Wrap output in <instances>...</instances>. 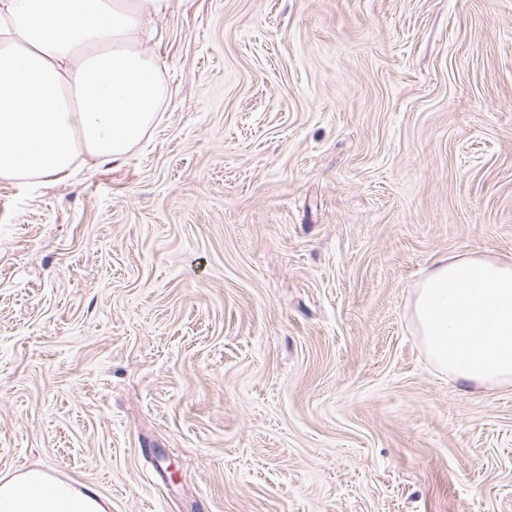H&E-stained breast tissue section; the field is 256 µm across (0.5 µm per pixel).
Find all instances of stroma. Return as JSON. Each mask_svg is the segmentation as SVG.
I'll list each match as a JSON object with an SVG mask.
<instances>
[{"instance_id": "obj_1", "label": "stroma", "mask_w": 512, "mask_h": 512, "mask_svg": "<svg viewBox=\"0 0 512 512\" xmlns=\"http://www.w3.org/2000/svg\"><path fill=\"white\" fill-rule=\"evenodd\" d=\"M123 160L0 179V476L109 512H512V386L409 311L512 261V0H181Z\"/></svg>"}]
</instances>
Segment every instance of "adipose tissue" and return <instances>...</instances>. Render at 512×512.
Returning <instances> with one entry per match:
<instances>
[{"label":"adipose tissue","mask_w":512,"mask_h":512,"mask_svg":"<svg viewBox=\"0 0 512 512\" xmlns=\"http://www.w3.org/2000/svg\"><path fill=\"white\" fill-rule=\"evenodd\" d=\"M181 0H0V179L68 174L80 157L123 159L166 97L143 49ZM428 359L466 384L512 386V262L454 253L415 287ZM0 512H107L93 490L34 468L0 478Z\"/></svg>","instance_id":"ef3b65f1"}]
</instances>
